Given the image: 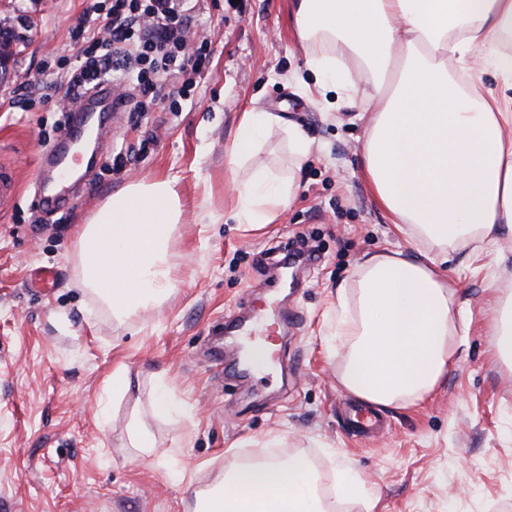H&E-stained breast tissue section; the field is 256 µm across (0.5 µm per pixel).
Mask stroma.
Masks as SVG:
<instances>
[{"label":"stroma","instance_id":"35a3bbf8","mask_svg":"<svg viewBox=\"0 0 512 512\" xmlns=\"http://www.w3.org/2000/svg\"><path fill=\"white\" fill-rule=\"evenodd\" d=\"M91 0H0V32L21 34L0 85V169L20 191L0 211V512H191L196 488L234 459L303 454L329 512H365L345 497L340 472L378 499L374 512H512V372L493 355L486 311L495 288L512 289V243L456 254L444 274L456 290L455 361L425 401L386 409V427L353 433L342 409L351 396L330 342L336 289L371 254L418 248L377 205L362 174L369 116L311 101L310 52L291 26L294 0H244L243 12L204 10L198 33L211 63L178 111L142 115L150 137L136 160L113 167L137 132L130 113L107 118L110 139L93 175L50 208L40 190L45 149L69 117L50 87L80 48L70 28ZM42 89L17 107L22 87ZM295 123L311 141L289 207L254 229L236 223L224 147L244 107ZM175 177L185 200L172 251L176 287L150 313L124 321L79 281L76 230L128 182ZM307 241L320 258L284 277L288 245ZM56 273L51 288L35 284ZM295 308L300 322L275 336L272 371L240 376L224 322L249 312ZM123 369L129 389L105 387ZM188 415L155 416L160 382ZM139 418L155 452L132 448Z\"/></svg>","mask_w":512,"mask_h":512}]
</instances>
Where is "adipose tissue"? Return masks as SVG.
<instances>
[{
  "instance_id": "ef3b65f1",
  "label": "adipose tissue",
  "mask_w": 512,
  "mask_h": 512,
  "mask_svg": "<svg viewBox=\"0 0 512 512\" xmlns=\"http://www.w3.org/2000/svg\"><path fill=\"white\" fill-rule=\"evenodd\" d=\"M293 25L310 45L317 93L360 104L369 122L363 174L382 208L425 252L365 258L336 291L342 388L377 406L423 400L456 352L455 291L440 273L450 253L512 240V0H296ZM482 61L502 90L461 81ZM282 129L300 170L311 142L295 125L247 107L224 151L240 224H268L297 183L248 167ZM184 203L175 177L137 179L79 225L82 284L123 318L163 302L175 283L172 241ZM493 349L512 361V291L497 289ZM195 512H326L305 456L244 462L195 492Z\"/></svg>"
}]
</instances>
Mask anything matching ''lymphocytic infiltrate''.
Returning a JSON list of instances; mask_svg holds the SVG:
<instances>
[{
	"mask_svg": "<svg viewBox=\"0 0 512 512\" xmlns=\"http://www.w3.org/2000/svg\"><path fill=\"white\" fill-rule=\"evenodd\" d=\"M201 9L200 0H112L107 13L85 10L70 29L79 68L54 85L60 103L76 105L108 82L125 111L162 106L177 83L209 67L207 41L188 43Z\"/></svg>",
	"mask_w": 512,
	"mask_h": 512,
	"instance_id": "f902f5d3",
	"label": "lymphocytic infiltrate"
}]
</instances>
